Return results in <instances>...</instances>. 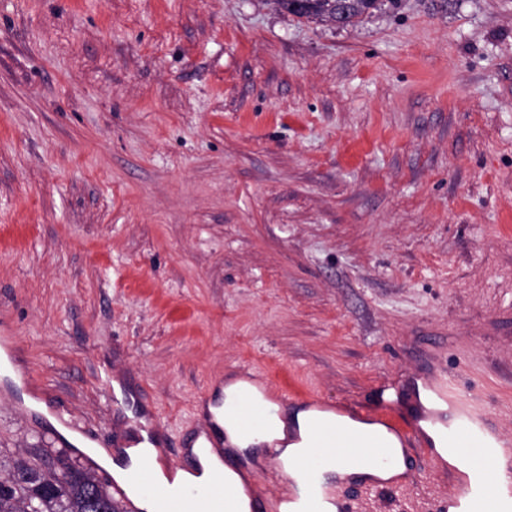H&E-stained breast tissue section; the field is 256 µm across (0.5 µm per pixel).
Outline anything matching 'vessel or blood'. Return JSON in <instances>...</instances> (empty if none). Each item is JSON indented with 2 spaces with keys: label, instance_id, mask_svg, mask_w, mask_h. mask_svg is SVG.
Segmentation results:
<instances>
[{
  "label": "vessel or blood",
  "instance_id": "obj_1",
  "mask_svg": "<svg viewBox=\"0 0 512 512\" xmlns=\"http://www.w3.org/2000/svg\"><path fill=\"white\" fill-rule=\"evenodd\" d=\"M403 388L412 397L409 413L399 412L393 397L372 409L374 422L395 436L398 447L356 431L339 433L297 462L302 512H323L331 492L321 479L326 458L342 460L344 449L353 448L361 466L378 471L395 464L399 447L418 449L426 466L451 480L445 512H512V436L500 432L489 411L463 392L442 361L411 374ZM233 409L241 416L240 431L245 435L261 430L277 413L275 403H259L246 394L239 396ZM79 458L102 481L110 482L123 512H138L130 495L134 489L161 497L166 512H237L234 495L222 480L165 489L155 483V463L148 459L119 484L111 482L94 456L83 452Z\"/></svg>",
  "mask_w": 512,
  "mask_h": 512
}]
</instances>
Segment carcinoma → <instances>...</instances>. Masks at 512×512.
Here are the masks:
<instances>
[{"instance_id": "carcinoma-1", "label": "carcinoma", "mask_w": 512, "mask_h": 512, "mask_svg": "<svg viewBox=\"0 0 512 512\" xmlns=\"http://www.w3.org/2000/svg\"><path fill=\"white\" fill-rule=\"evenodd\" d=\"M278 10L300 19L316 20L341 27L354 22L379 0H266ZM0 512H89V497L97 489L102 512H117L112 495L89 469L74 465L61 453L54 463L42 470L19 458L14 461L9 476L0 478Z\"/></svg>"}]
</instances>
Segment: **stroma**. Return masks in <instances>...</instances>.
Instances as JSON below:
<instances>
[{
  "label": "stroma",
  "instance_id": "obj_1",
  "mask_svg": "<svg viewBox=\"0 0 512 512\" xmlns=\"http://www.w3.org/2000/svg\"><path fill=\"white\" fill-rule=\"evenodd\" d=\"M7 335L100 452L184 448L232 374L342 415L437 351L512 434V0H0ZM54 427L0 400V476ZM413 467L368 512H439ZM275 9L284 10L300 19L316 20L341 27L354 22L370 9L378 8L379 0H265Z\"/></svg>",
  "mask_w": 512,
  "mask_h": 512
}]
</instances>
